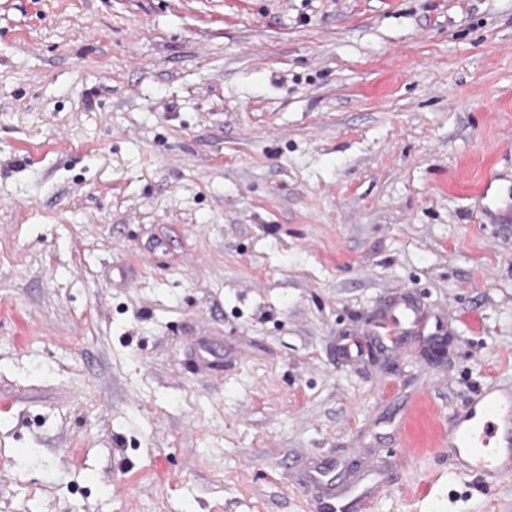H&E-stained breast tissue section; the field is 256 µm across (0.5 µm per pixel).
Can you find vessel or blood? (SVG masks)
Segmentation results:
<instances>
[{"mask_svg":"<svg viewBox=\"0 0 512 512\" xmlns=\"http://www.w3.org/2000/svg\"><path fill=\"white\" fill-rule=\"evenodd\" d=\"M483 194L495 211L512 215V192L499 195L493 180H486ZM429 316L411 302H400L377 320L371 334L381 344H397L404 337L424 334ZM449 460L459 468L480 474L486 487L512 477V383H496L470 398L452 414L437 437ZM336 467L322 463L310 468L308 481L315 486L316 512H345L346 499L365 505L384 483L375 475L359 484L337 486Z\"/></svg>","mask_w":512,"mask_h":512,"instance_id":"vessel-or-blood-1","label":"vessel or blood"}]
</instances>
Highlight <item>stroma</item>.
<instances>
[{"label": "stroma", "mask_w": 512, "mask_h": 512, "mask_svg": "<svg viewBox=\"0 0 512 512\" xmlns=\"http://www.w3.org/2000/svg\"><path fill=\"white\" fill-rule=\"evenodd\" d=\"M493 175L512 0H0V512H512L436 445L512 381ZM429 315L409 301L400 302L377 320L371 328V336L381 344L396 345L406 336L424 335ZM335 475L336 467L331 463H322L309 469L307 479L316 487V512H344L347 510L344 501L348 497H352L362 509L372 499V494L386 482L383 477L375 475L365 478L362 483L336 488Z\"/></svg>", "instance_id": "stroma-1"}]
</instances>
